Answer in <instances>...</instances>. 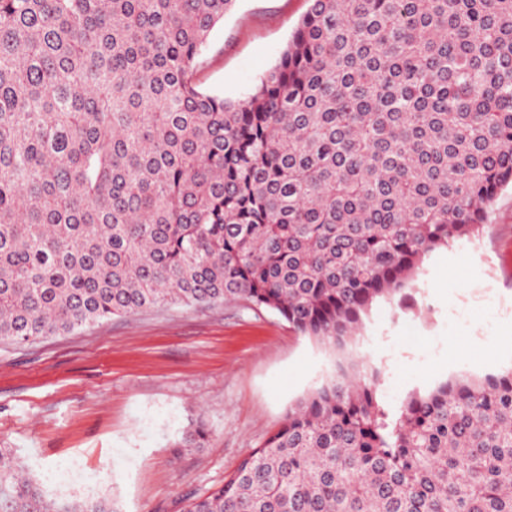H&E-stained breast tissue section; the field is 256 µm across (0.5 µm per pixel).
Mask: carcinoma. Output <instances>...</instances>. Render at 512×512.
Instances as JSON below:
<instances>
[{"label":"carcinoma","mask_w":512,"mask_h":512,"mask_svg":"<svg viewBox=\"0 0 512 512\" xmlns=\"http://www.w3.org/2000/svg\"><path fill=\"white\" fill-rule=\"evenodd\" d=\"M235 0H0V340L242 299L342 351L512 186V0H311L240 101ZM350 361L183 512H512V370L397 415ZM0 512L50 497L0 448Z\"/></svg>","instance_id":"1"}]
</instances>
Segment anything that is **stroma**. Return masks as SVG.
<instances>
[{"mask_svg":"<svg viewBox=\"0 0 512 512\" xmlns=\"http://www.w3.org/2000/svg\"><path fill=\"white\" fill-rule=\"evenodd\" d=\"M310 0H236L213 29L193 80L245 99L277 64ZM415 308L374 305L351 355L378 370L379 402L397 412L413 392L512 369V189L476 241L425 258ZM339 356L277 312L244 301L174 305L112 317L29 344L0 342V448L50 496L115 498L122 512H182L223 484L333 375ZM204 422L209 438L185 437Z\"/></svg>","mask_w":512,"mask_h":512,"instance_id":"stroma-1","label":"stroma"}]
</instances>
